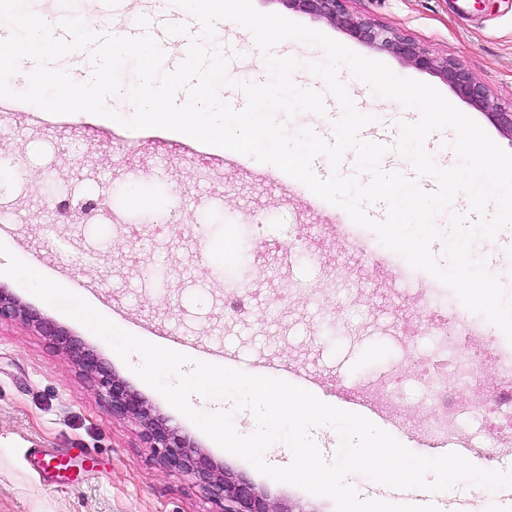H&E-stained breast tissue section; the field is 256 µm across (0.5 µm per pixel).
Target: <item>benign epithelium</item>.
<instances>
[{
	"mask_svg": "<svg viewBox=\"0 0 512 512\" xmlns=\"http://www.w3.org/2000/svg\"><path fill=\"white\" fill-rule=\"evenodd\" d=\"M291 10L323 19L343 29L350 37L378 50L399 56L408 65L428 70L447 82L463 100L487 112L500 132L512 138V107L491 103L484 88L456 60L436 57L408 36L351 13L349 0H282ZM20 316L33 322L51 338L52 343L69 351L78 368L97 381L103 390L112 415L136 420L142 427L150 448L163 463L195 480L222 504V512H291L286 507L269 503L249 482L227 472L214 469L208 458L194 448L167 422L150 416L143 399L121 379L112 375L99 358L82 347L58 326L44 321L35 313L21 309L15 301L0 292V318Z\"/></svg>",
	"mask_w": 512,
	"mask_h": 512,
	"instance_id": "1",
	"label": "benign epithelium"
}]
</instances>
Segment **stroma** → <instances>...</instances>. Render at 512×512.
<instances>
[{
    "instance_id": "stroma-1",
    "label": "stroma",
    "mask_w": 512,
    "mask_h": 512,
    "mask_svg": "<svg viewBox=\"0 0 512 512\" xmlns=\"http://www.w3.org/2000/svg\"><path fill=\"white\" fill-rule=\"evenodd\" d=\"M257 10L277 13L323 32L352 51L385 63L394 73L435 87L453 106L475 120L490 138L512 151V139L500 133L486 112L459 98L429 71L406 65L391 53L359 42L337 26L289 10L283 0H253ZM353 13L391 27L438 57L460 62L488 91L492 102L512 105V0H350ZM113 34L131 36L144 10L163 21L189 20L181 7L162 10L159 0H112ZM234 58L230 77L262 83L269 74L266 56L322 61L321 47L286 40L263 53L252 34L231 21L219 22L213 37ZM340 79L357 108L375 112L377 123L360 133L367 141L397 133L399 121L413 122L416 110L373 93L348 68ZM298 86L324 92L326 113L301 112L286 122L290 133L309 128L331 137L341 108L326 94L324 82L306 70L295 74ZM0 195L10 208L0 219V242L21 260L68 283L119 328L136 336L152 331L204 348L228 350L243 361H274L317 375L327 395L357 389L362 381L382 386L392 371L406 378L402 396L416 409L422 392L416 383L418 362L438 343L424 336L415 307L421 291L401 288V330L413 337L408 353L392 338L391 310L374 291L355 282L331 287L349 254L348 244L331 226L327 211L312 208L304 185L263 182L229 167L224 157L196 156L181 143L119 132L87 119L60 121L42 113L33 122L19 111L0 119ZM100 192L129 223H99L58 213L55 189ZM146 196V207L129 211L130 194ZM266 226L262 244L244 227ZM302 238L288 278L256 285L260 251H274ZM232 241L224 263L205 257L207 244ZM474 256L486 259L512 295V227L492 240L474 244ZM242 282V307L225 305L226 274ZM0 291L40 317L63 328L93 351L164 419L199 448L215 468L238 475L269 502L291 512H335L331 499L312 495L256 471L223 450L133 373L139 356L123 361L111 347L69 317L0 273ZM42 449V470L28 457ZM362 496L383 501L430 498L419 489L398 490L365 476L349 478ZM487 489L461 483L433 499L441 512L468 505L482 512ZM0 512H219V504L191 479L169 470L148 447L140 424L112 415L96 383L73 356L56 348L35 324L0 321Z\"/></svg>"
}]
</instances>
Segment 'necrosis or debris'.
Masks as SVG:
<instances>
[{
	"instance_id": "necrosis-or-debris-1",
	"label": "necrosis or debris",
	"mask_w": 512,
	"mask_h": 512,
	"mask_svg": "<svg viewBox=\"0 0 512 512\" xmlns=\"http://www.w3.org/2000/svg\"><path fill=\"white\" fill-rule=\"evenodd\" d=\"M336 231L350 248L351 262L337 273L338 279H354L376 289L385 301H393L396 285L405 275L403 268L380 259L370 242L349 233L346 225ZM435 304L422 296L418 311L426 321L425 331L438 339L442 355L420 363L419 381L425 397L421 412L403 408L398 384L375 390L360 386V393L372 398L382 413L394 419L406 433L423 438H461V425L467 418L482 414L487 405H495L512 420V346L499 343L497 337L469 333L468 318L454 311L452 321L433 320ZM491 365L498 378L496 390L478 387L477 377L484 365Z\"/></svg>"
}]
</instances>
